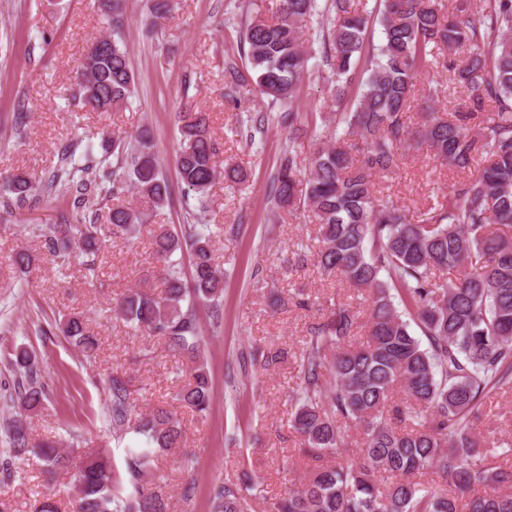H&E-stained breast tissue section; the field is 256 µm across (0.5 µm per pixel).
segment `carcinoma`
I'll return each instance as SVG.
<instances>
[{"label": "carcinoma", "mask_w": 512, "mask_h": 512, "mask_svg": "<svg viewBox=\"0 0 512 512\" xmlns=\"http://www.w3.org/2000/svg\"><path fill=\"white\" fill-rule=\"evenodd\" d=\"M126 0H98L112 34L97 40L78 68V96L95 112L126 106L137 92L121 32ZM239 31V55L224 59V98L238 102L250 79L260 94L284 107L276 117L288 134L297 131L301 74L311 59L327 66L330 95L344 111L319 115L336 122L325 142L312 143L309 172L295 154H283L270 192L273 212L301 202L320 226L318 245L298 242L301 262L314 258L321 274L335 276L366 294V320L346 304L331 308L312 326L296 357L298 382L291 426L301 451L317 462L301 487L288 490L275 512H512V467L500 460L511 447L494 446L474 430L483 400L512 382V239L497 226L512 224V0H380L376 23L381 41L368 33L369 19L350 11L349 0H331L333 18L304 46L308 19L322 12L318 0H280L270 23L251 5ZM444 68L472 92L466 109L441 115L428 88L424 120L411 129L406 113L416 101L418 76ZM496 118L482 120L485 103ZM177 171L193 200L194 224L153 231L154 255L163 292L128 290L113 308L115 319L157 336L169 350L186 354L189 366L178 400L200 417L211 406V376L197 306L219 304L224 268L216 262L213 235L197 223L209 208L219 176L233 182L240 172L219 168L217 148L202 112H186ZM240 135L262 140L269 117L241 112ZM424 147L476 178L451 186L448 199L412 220L375 176L399 168L400 149ZM100 155L74 162L64 149L47 177L18 171L5 178L0 211L37 206L65 190L74 223L36 224L33 234L48 253L74 257L95 275V257L106 237L133 236L149 214L162 209L169 185L148 130L135 141L106 135ZM305 186L299 190V186ZM144 209L117 206L99 222L95 206L127 190ZM455 271L445 280L440 274ZM421 335H416L412 326ZM55 329L87 358L97 347L84 316L73 314ZM367 340L355 341L360 331ZM5 368L11 385L5 402L14 419L4 432L0 472L10 478L29 456L49 471L68 468L69 455L54 441H35L27 416L47 393L35 356L15 347ZM402 389L406 401L391 404ZM115 435L128 431L144 445L125 448L122 467L104 452L85 454L74 484L75 512H168L151 488L156 452L178 448L183 430L175 412L157 408L128 425L125 382L110 379ZM436 473L437 486L418 477ZM236 484L217 483L211 512H244Z\"/></svg>", "instance_id": "1"}]
</instances>
